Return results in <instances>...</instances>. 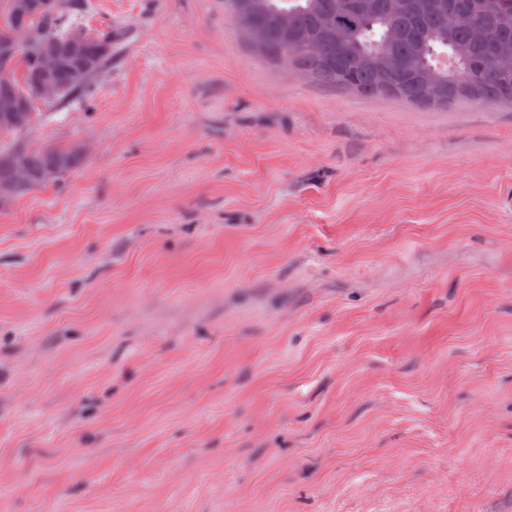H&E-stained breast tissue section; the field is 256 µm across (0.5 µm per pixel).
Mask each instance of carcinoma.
Segmentation results:
<instances>
[{"instance_id": "carcinoma-1", "label": "carcinoma", "mask_w": 512, "mask_h": 512, "mask_svg": "<svg viewBox=\"0 0 512 512\" xmlns=\"http://www.w3.org/2000/svg\"><path fill=\"white\" fill-rule=\"evenodd\" d=\"M32 10L15 11L16 0H0V49L15 48L8 58L15 71L9 86L0 85V101L23 99L34 106L41 73L38 48L47 39L61 45L51 80L50 112L68 100L87 105L92 89L112 63L118 35L112 28L86 31L78 45H69L72 29L84 25L89 0H33ZM245 8L265 38L263 58L289 70L310 73L321 84L364 97H385L388 84L402 87L399 101L430 104L429 78L441 88L437 104L483 102L512 105V0H228ZM454 14L470 24L449 23ZM84 69L76 85L72 74ZM42 117L31 112L17 124H0V137L18 134ZM26 156L29 178L16 187L15 198L58 183L78 169L84 156L72 146L23 150L0 144V181L12 176V159Z\"/></svg>"}]
</instances>
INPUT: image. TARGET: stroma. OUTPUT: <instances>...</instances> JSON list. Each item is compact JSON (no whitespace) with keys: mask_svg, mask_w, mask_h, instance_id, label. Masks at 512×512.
<instances>
[{"mask_svg":"<svg viewBox=\"0 0 512 512\" xmlns=\"http://www.w3.org/2000/svg\"><path fill=\"white\" fill-rule=\"evenodd\" d=\"M83 166L0 209V512H512V106L266 62L226 0H93Z\"/></svg>","mask_w":512,"mask_h":512,"instance_id":"1","label":"stroma"}]
</instances>
